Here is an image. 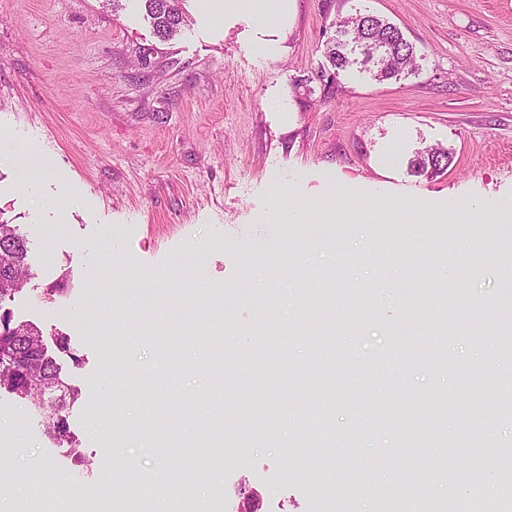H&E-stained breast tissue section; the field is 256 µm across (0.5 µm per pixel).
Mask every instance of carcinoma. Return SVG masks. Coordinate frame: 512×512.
<instances>
[{"instance_id": "obj_1", "label": "carcinoma", "mask_w": 512, "mask_h": 512, "mask_svg": "<svg viewBox=\"0 0 512 512\" xmlns=\"http://www.w3.org/2000/svg\"><path fill=\"white\" fill-rule=\"evenodd\" d=\"M146 19L153 32L167 42L180 34L184 23L181 4L184 0H142ZM334 37L326 43L325 54L331 65L344 71L359 64L373 73L378 81L399 79L417 68L415 48L394 24L371 16L361 23L355 18L341 17L333 23ZM450 157L442 147H427L416 152L411 160V170L419 175L434 176L448 169ZM28 246L26 239L9 224L0 222V306L14 299L28 276ZM43 333L34 326L12 322L10 312L0 314V389L4 388L17 397L30 401L39 411L46 434L57 444H70L73 435L68 421L65 400L47 405L46 393L63 383L61 367L44 347ZM446 411L441 399L432 404H421L419 415L420 437L426 431L437 430L441 415ZM205 435L208 454L201 465L218 468L223 466V449L219 448L220 415L207 424L200 425ZM491 468L502 483L498 512H512V450H504L491 462ZM465 499L462 512H485V506L474 493L470 469L458 473Z\"/></svg>"}]
</instances>
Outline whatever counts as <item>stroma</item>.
Returning <instances> with one entry per match:
<instances>
[{
    "mask_svg": "<svg viewBox=\"0 0 512 512\" xmlns=\"http://www.w3.org/2000/svg\"><path fill=\"white\" fill-rule=\"evenodd\" d=\"M213 13L185 0L180 35L160 42L140 0H0V140L53 172L24 186L0 160V222L27 240L30 277L7 304L45 340L79 396L72 465L25 400L0 390V512H92L107 488L126 512H182L235 480L242 512H448L460 496L435 468L482 430L481 453L512 447V0H287L289 14ZM396 24L418 67L376 81L325 55L336 17ZM451 163L434 178L410 161L428 146ZM334 223L317 224L315 207ZM417 252L418 280L398 261ZM469 246L459 288L437 275ZM117 283L115 294L101 291ZM336 295L334 316L311 297ZM63 292H55V285ZM458 325H447L448 316ZM143 331L132 335L130 325ZM442 329L446 366L419 362L423 327ZM218 363L205 365L203 349ZM243 353L239 369L222 360ZM221 382L224 470H202L195 428ZM495 417L477 428L471 392ZM448 398L441 433L412 447L416 402ZM278 420L263 443L247 420ZM326 422L312 447L304 425ZM429 498L404 494L407 475Z\"/></svg>",
    "mask_w": 512,
    "mask_h": 512,
    "instance_id": "35a3bbf8",
    "label": "stroma"
}]
</instances>
